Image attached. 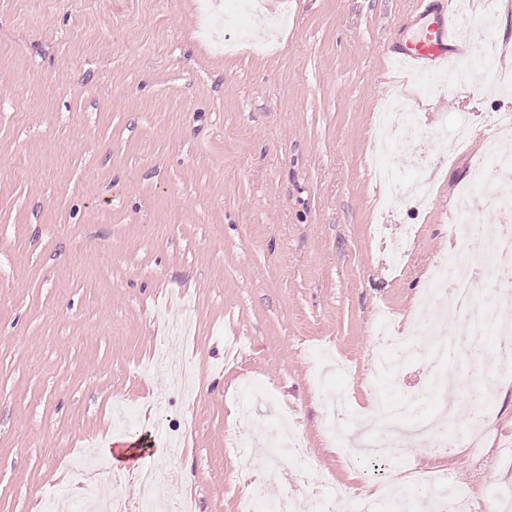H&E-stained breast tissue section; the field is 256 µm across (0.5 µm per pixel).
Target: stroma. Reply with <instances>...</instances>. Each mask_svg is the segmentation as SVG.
<instances>
[{
	"mask_svg": "<svg viewBox=\"0 0 512 512\" xmlns=\"http://www.w3.org/2000/svg\"><path fill=\"white\" fill-rule=\"evenodd\" d=\"M238 0H0V512L89 507L76 464L137 475L165 459L166 512H235L241 483L224 441L239 424L242 377L262 388L250 435L297 426L323 480L288 459L254 462L272 497L306 504L335 487L435 469L512 493L496 459L512 440V358L496 356L481 456L392 449L345 465L325 442L323 398L340 427L370 414L374 388L400 400L433 369L416 356L399 381L373 376L379 308L407 323L433 266L453 248L456 190L482 160L512 91L445 86L414 101L427 198L392 203L374 174L375 112L419 78L394 61L419 24L416 0H263L244 29L208 23ZM493 27L512 73V0H474L459 32ZM473 135L455 156L432 136L456 116ZM419 230L388 268L375 225ZM110 263H102V253ZM191 319L188 340L170 324ZM194 375L186 400L146 363L158 352ZM141 413L125 430L111 408Z\"/></svg>",
	"mask_w": 512,
	"mask_h": 512,
	"instance_id": "35a3bbf8",
	"label": "stroma"
}]
</instances>
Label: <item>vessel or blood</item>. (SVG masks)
I'll return each instance as SVG.
<instances>
[{"instance_id": "obj_1", "label": "vessel or blood", "mask_w": 512, "mask_h": 512, "mask_svg": "<svg viewBox=\"0 0 512 512\" xmlns=\"http://www.w3.org/2000/svg\"><path fill=\"white\" fill-rule=\"evenodd\" d=\"M416 10L423 25L405 41L399 60L417 70L447 62L457 50L452 0H419Z\"/></svg>"}]
</instances>
